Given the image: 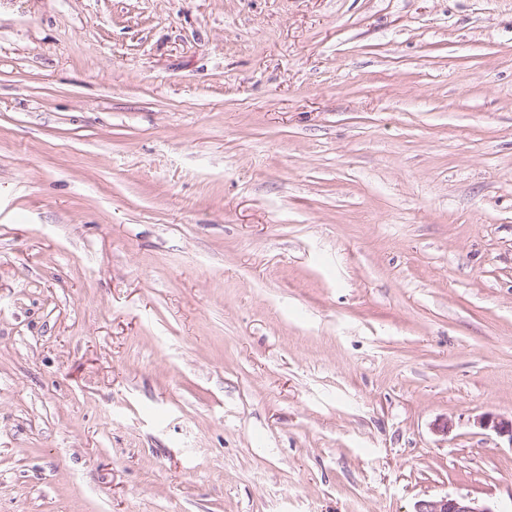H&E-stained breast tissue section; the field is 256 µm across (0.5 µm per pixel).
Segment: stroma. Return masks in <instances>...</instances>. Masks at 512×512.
<instances>
[{"mask_svg": "<svg viewBox=\"0 0 512 512\" xmlns=\"http://www.w3.org/2000/svg\"><path fill=\"white\" fill-rule=\"evenodd\" d=\"M485 415L512 0H0V512H512ZM413 512H496L491 506L465 496H444L415 503Z\"/></svg>", "mask_w": 512, "mask_h": 512, "instance_id": "stroma-1", "label": "stroma"}]
</instances>
